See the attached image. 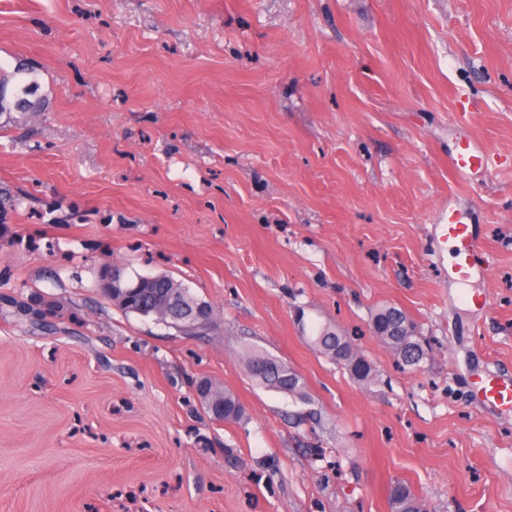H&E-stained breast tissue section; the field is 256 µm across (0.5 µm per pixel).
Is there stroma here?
<instances>
[{"label": "stroma", "mask_w": 512, "mask_h": 512, "mask_svg": "<svg viewBox=\"0 0 512 512\" xmlns=\"http://www.w3.org/2000/svg\"><path fill=\"white\" fill-rule=\"evenodd\" d=\"M19 59L50 104L0 129V512H391L397 481L427 512H512V407L473 387L512 377V0H0ZM465 135L498 167L449 172ZM452 196L484 237L465 283ZM115 266L217 325L124 315ZM42 301L50 332L19 308ZM384 305L420 369L372 333ZM322 325L371 381L311 346ZM203 376L244 423L204 414ZM244 363L249 377L257 385L296 401L305 400L304 381L288 364L260 353L247 355Z\"/></svg>", "instance_id": "stroma-1"}]
</instances>
